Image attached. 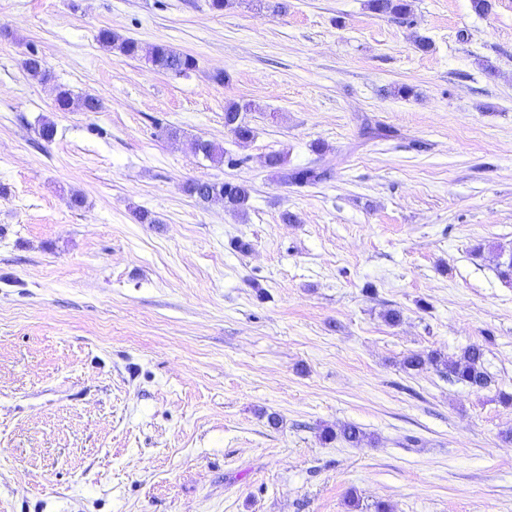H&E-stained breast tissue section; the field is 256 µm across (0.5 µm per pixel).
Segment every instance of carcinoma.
I'll list each match as a JSON object with an SVG mask.
<instances>
[{
	"mask_svg": "<svg viewBox=\"0 0 512 512\" xmlns=\"http://www.w3.org/2000/svg\"><path fill=\"white\" fill-rule=\"evenodd\" d=\"M368 7L374 13L390 17L402 24L411 23V4L409 0H369ZM98 43L107 50H117L120 54L136 58L140 56L139 44L129 38H123L109 28L99 31ZM148 62L157 70L180 77L196 68V59L179 52L166 44H157L152 49ZM24 69L28 76L41 83L50 79V73L42 60L31 55L24 60ZM79 108L85 112H97L102 108L101 100L93 95L75 98L67 89H61L56 96V109L61 112ZM248 105L231 102L224 108V127L241 143L250 141L254 136L253 128L245 121L243 112ZM195 152L213 164L224 163V149L209 141L195 143ZM267 167L281 174L285 184L298 187L312 186L327 178L328 169L313 165L286 168L287 160L282 153H272L266 159ZM183 191L199 202H207L211 194L224 195V207L239 214L246 212L250 200V189L241 183L189 180ZM404 369L419 371L426 366L433 367L444 374L448 380L464 384L475 391L483 390L492 383V376L484 366V350L479 346L467 348L457 359H448L438 352L427 355L411 353L402 361ZM321 439L325 442L340 439L354 447L372 443V437L355 424H347L338 432L323 429Z\"/></svg>",
	"mask_w": 512,
	"mask_h": 512,
	"instance_id": "cac0c4a2",
	"label": "carcinoma"
}]
</instances>
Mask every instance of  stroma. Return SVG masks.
<instances>
[{
    "mask_svg": "<svg viewBox=\"0 0 512 512\" xmlns=\"http://www.w3.org/2000/svg\"><path fill=\"white\" fill-rule=\"evenodd\" d=\"M284 3L0 0V512H512V0H411L409 26ZM61 87L102 109L57 111ZM273 151L330 175L285 184ZM190 179L246 184L247 212ZM473 345L482 391L402 366ZM349 423L372 443L320 439ZM98 43L107 50H118L120 54L136 58L140 56L139 44L129 38H123L112 29H101L97 36ZM147 60L155 69L176 77L185 76L196 68L193 56L166 44L155 45ZM248 108L249 105H240L237 102H231L224 108V126L241 143L250 141L254 136L253 128L242 115Z\"/></svg>",
    "mask_w": 512,
    "mask_h": 512,
    "instance_id": "stroma-1",
    "label": "stroma"
}]
</instances>
